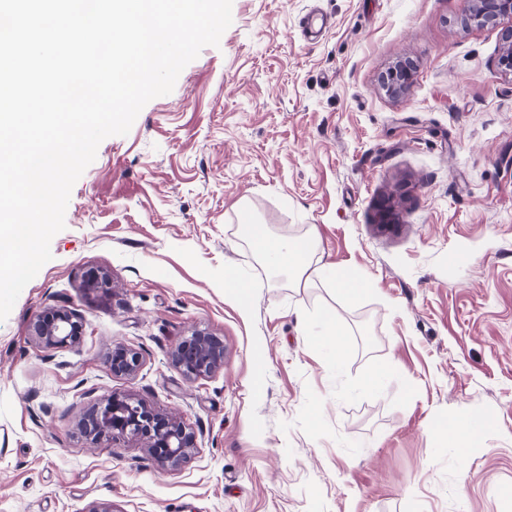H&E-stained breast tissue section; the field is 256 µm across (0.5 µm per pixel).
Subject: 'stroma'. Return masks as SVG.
<instances>
[{
    "label": "stroma",
    "instance_id": "1",
    "mask_svg": "<svg viewBox=\"0 0 512 512\" xmlns=\"http://www.w3.org/2000/svg\"><path fill=\"white\" fill-rule=\"evenodd\" d=\"M470 8L233 0L219 46L100 143L52 260L0 322V512H512V78L497 66L512 18L467 26ZM312 14L327 26L309 38ZM401 59L414 80L393 97L379 79ZM243 208L278 237L314 235V265L369 293L274 275ZM228 272L253 282L250 304ZM60 307L83 336L50 349L31 324ZM324 310L338 362L316 341ZM195 329L223 340L224 366L190 380L170 351ZM116 346L139 352L134 374L112 373ZM115 393L174 412L191 459L89 447L79 422ZM485 415L475 447L430 431ZM319 325L321 331L319 332V341L323 347H327L336 361H341L344 354V341L342 333L336 326V319L326 311L322 312L319 316Z\"/></svg>",
    "mask_w": 512,
    "mask_h": 512
}]
</instances>
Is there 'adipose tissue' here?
<instances>
[{
    "instance_id": "obj_1",
    "label": "adipose tissue",
    "mask_w": 512,
    "mask_h": 512,
    "mask_svg": "<svg viewBox=\"0 0 512 512\" xmlns=\"http://www.w3.org/2000/svg\"><path fill=\"white\" fill-rule=\"evenodd\" d=\"M240 224L253 245H255L274 274L285 276L290 284L298 286L319 277L331 281L338 293L349 300H358L365 292V284L342 275L337 270L313 264L317 252V240L307 235L296 239L283 240L271 234L267 225L255 223L248 214H241Z\"/></svg>"
}]
</instances>
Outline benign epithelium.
<instances>
[{
	"mask_svg": "<svg viewBox=\"0 0 512 512\" xmlns=\"http://www.w3.org/2000/svg\"><path fill=\"white\" fill-rule=\"evenodd\" d=\"M508 15H512V0H472L466 22L493 26ZM498 65L504 74L512 76V29L502 33ZM412 71L409 62L396 64L382 76L383 89L393 96L405 93L411 85ZM83 327L82 317L67 309H56L38 316L33 332L47 348L73 347L80 343ZM171 360L189 379L208 377L224 366V342L195 329L176 344ZM108 362L113 373L131 375L138 370L141 359L137 351L118 347L112 350ZM80 429L94 448L128 437L141 439L163 470L180 466L197 448L195 433L173 413L121 394L105 398L80 422Z\"/></svg>",
	"mask_w": 512,
	"mask_h": 512,
	"instance_id": "benign-epithelium-1",
	"label": "benign epithelium"
}]
</instances>
